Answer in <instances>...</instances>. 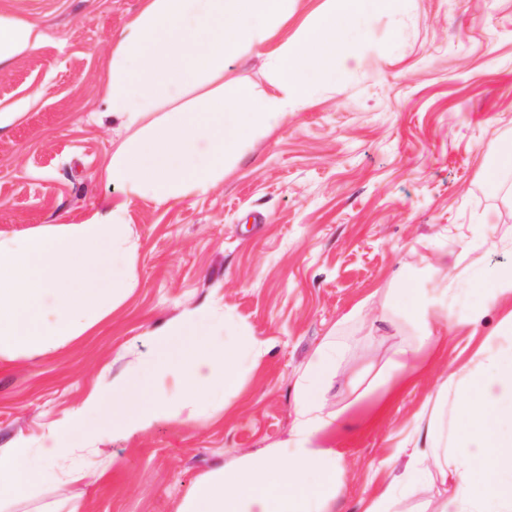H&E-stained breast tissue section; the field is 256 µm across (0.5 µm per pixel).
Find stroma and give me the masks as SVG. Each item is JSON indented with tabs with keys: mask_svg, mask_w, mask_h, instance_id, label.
Masks as SVG:
<instances>
[{
	"mask_svg": "<svg viewBox=\"0 0 512 512\" xmlns=\"http://www.w3.org/2000/svg\"><path fill=\"white\" fill-rule=\"evenodd\" d=\"M142 0H0L42 44L0 67V232L74 224L120 204L100 171L116 133L98 87ZM348 40L357 66L243 145L208 193L128 210L135 286L93 329L49 353L0 359V448L53 447L54 428L131 374L153 332L205 304L261 343L223 404L129 437L72 436L65 481L35 484L13 512H180L205 474L291 438L298 379L342 343L325 409L348 422L315 445L340 455L331 512H365L405 473L404 439L446 424L464 365L512 354V298L487 301L484 269L512 264V0H398ZM455 260L444 291L441 257ZM436 307L422 341L402 276ZM481 308L479 325L469 319ZM415 371L385 378L395 351ZM94 469L96 480L83 479ZM455 476L433 474L400 512H438Z\"/></svg>",
	"mask_w": 512,
	"mask_h": 512,
	"instance_id": "obj_1",
	"label": "stroma"
}]
</instances>
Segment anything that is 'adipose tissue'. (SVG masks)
<instances>
[{"mask_svg": "<svg viewBox=\"0 0 512 512\" xmlns=\"http://www.w3.org/2000/svg\"><path fill=\"white\" fill-rule=\"evenodd\" d=\"M297 0H143L139 14L112 47L101 98L125 138L101 171L124 203L76 224H46L21 236L0 233V359L47 353L104 319L134 286L135 249L127 205L164 204L204 193L224 178L237 147L278 125L357 62L344 53L331 64L343 33L368 15L389 13L396 0H326L291 39L275 40ZM34 25L0 16V65L37 48ZM260 52L267 89L228 82L226 67ZM210 84L193 107L176 106L188 88ZM173 108L161 112L164 103ZM339 344L324 346L300 377L287 461L252 455L198 480L181 512H322L336 496L339 457L311 445L314 435L343 425L323 399ZM461 384L469 397L450 409L447 430L402 449L409 459L399 488H388L366 512H399V491L445 460L459 480L440 512H512V360L480 381ZM63 446L32 454L0 448V512H11L35 479H57Z\"/></svg>", "mask_w": 512, "mask_h": 512, "instance_id": "1", "label": "adipose tissue"}]
</instances>
